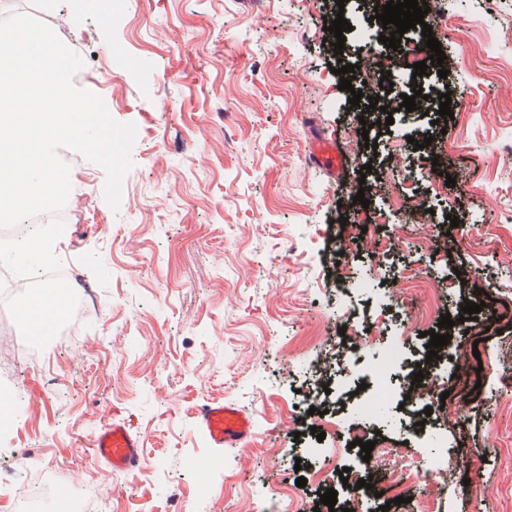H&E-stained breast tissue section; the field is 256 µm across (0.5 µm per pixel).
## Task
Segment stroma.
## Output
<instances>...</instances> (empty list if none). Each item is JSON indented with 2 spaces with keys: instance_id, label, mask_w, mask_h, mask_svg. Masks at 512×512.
<instances>
[{
  "instance_id": "stroma-1",
  "label": "stroma",
  "mask_w": 512,
  "mask_h": 512,
  "mask_svg": "<svg viewBox=\"0 0 512 512\" xmlns=\"http://www.w3.org/2000/svg\"><path fill=\"white\" fill-rule=\"evenodd\" d=\"M55 2L89 44L75 85L136 127L133 165L114 208L104 170L73 156L70 179L90 194L69 196L53 253L97 305L78 335L33 350L36 365L0 349V389L25 392L0 432V478L18 488L49 473L110 512H260L273 495L280 512H329L320 494L341 490L340 469L365 466L345 431L360 417L342 398L312 414L309 384L347 359L337 329L351 322L373 335L356 348L355 377L380 342L408 350L399 398L376 429L417 474L409 502L387 507L366 491L360 512H423L431 500L438 512H512V223L500 218L512 208V0H437L448 70L438 90L455 118L398 114L385 133L363 130L329 69L369 43L348 33L338 55L324 40L337 13L366 23L364 0L341 10L335 0ZM318 134L349 156L344 179L309 161ZM425 134L440 141L439 163L406 151ZM442 172L456 183L438 193ZM360 191L368 230L351 221ZM454 217L468 236L451 231ZM395 224L409 237L393 241ZM366 271L385 299L354 288ZM469 301L492 304L493 318L457 326L431 382L408 399L424 331ZM440 401L447 410L427 436L408 430ZM210 402L250 415L245 445H209L196 413ZM111 421L139 436L141 467L91 462ZM319 431L323 456L304 459ZM441 445L459 460L448 478L435 468Z\"/></svg>"
}]
</instances>
